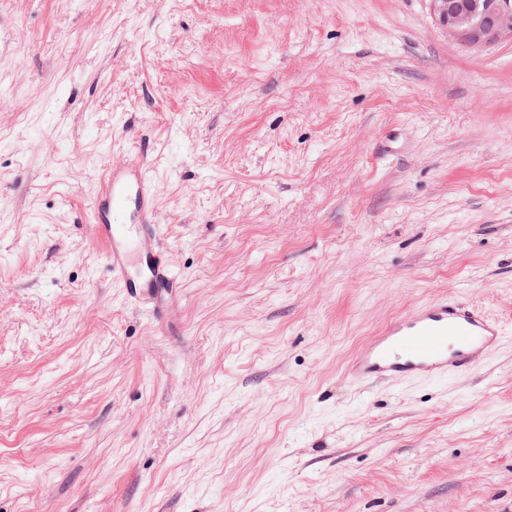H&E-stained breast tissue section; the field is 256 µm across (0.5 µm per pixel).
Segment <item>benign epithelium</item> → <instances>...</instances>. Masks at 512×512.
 Segmentation results:
<instances>
[{
	"instance_id": "1",
	"label": "benign epithelium",
	"mask_w": 512,
	"mask_h": 512,
	"mask_svg": "<svg viewBox=\"0 0 512 512\" xmlns=\"http://www.w3.org/2000/svg\"><path fill=\"white\" fill-rule=\"evenodd\" d=\"M448 37L473 47L512 40V0H428Z\"/></svg>"
}]
</instances>
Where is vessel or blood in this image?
Wrapping results in <instances>:
<instances>
[{"label": "vessel or blood", "instance_id": "vessel-or-blood-1", "mask_svg": "<svg viewBox=\"0 0 512 512\" xmlns=\"http://www.w3.org/2000/svg\"><path fill=\"white\" fill-rule=\"evenodd\" d=\"M92 230L112 280L135 305L169 309L174 266L155 249L154 187L144 156L112 166L91 202ZM503 328L476 306L449 297L412 308L391 323L351 366L354 381L417 380L467 374L501 344Z\"/></svg>", "mask_w": 512, "mask_h": 512}]
</instances>
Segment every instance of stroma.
<instances>
[{
  "instance_id": "stroma-1",
  "label": "stroma",
  "mask_w": 512,
  "mask_h": 512,
  "mask_svg": "<svg viewBox=\"0 0 512 512\" xmlns=\"http://www.w3.org/2000/svg\"><path fill=\"white\" fill-rule=\"evenodd\" d=\"M0 512H512V41L427 0H0ZM148 147L169 329L103 271ZM449 296L472 374L354 387Z\"/></svg>"
}]
</instances>
